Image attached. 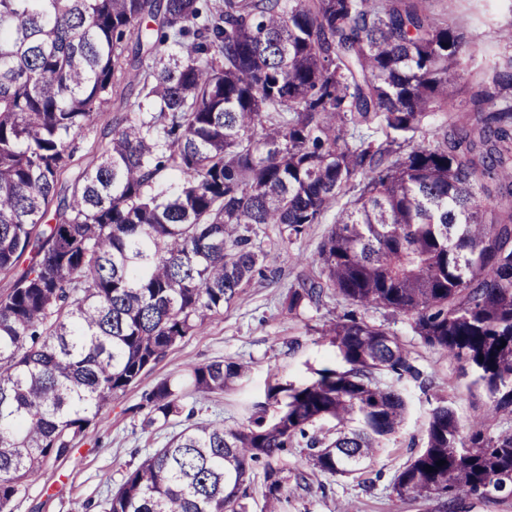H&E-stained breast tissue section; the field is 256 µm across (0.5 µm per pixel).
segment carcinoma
<instances>
[{"label":"carcinoma","mask_w":512,"mask_h":512,"mask_svg":"<svg viewBox=\"0 0 512 512\" xmlns=\"http://www.w3.org/2000/svg\"><path fill=\"white\" fill-rule=\"evenodd\" d=\"M468 52L425 0H0V512L255 275L278 277L255 246L268 225L288 245L333 209L288 311L336 296L406 318L488 399L463 424L437 396L392 494L503 496L512 430L490 422L512 416V56L467 88ZM109 105L121 116L82 146ZM320 336L339 366L268 384L237 428L187 424L106 512H249L257 464L274 479L261 512H281L290 448L298 482L364 473L408 416L398 382L420 373L353 310ZM245 371L199 364L188 385L219 393ZM139 409L166 423L181 388L161 381Z\"/></svg>","instance_id":"obj_1"}]
</instances>
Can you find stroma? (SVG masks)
I'll return each instance as SVG.
<instances>
[{
	"label": "stroma",
	"instance_id": "35a3bbf8",
	"mask_svg": "<svg viewBox=\"0 0 512 512\" xmlns=\"http://www.w3.org/2000/svg\"><path fill=\"white\" fill-rule=\"evenodd\" d=\"M434 19H449L462 27L471 50L462 61L463 81L474 83L490 74L496 63L512 55V0H429ZM330 222L312 225L300 241L282 245L275 228H267L256 244L277 268L276 281L255 280L241 290L223 314L207 320L203 329L175 344L120 398L111 400L78 438L64 458L49 462L28 483L14 503V512H104L108 498L124 473L149 453L162 447L181 428L180 418L147 425L138 406L158 382L183 380L198 364L233 360L247 364L248 372L224 393L202 399L187 395L184 405L199 407V420H217L225 426L246 423L255 403L264 401L268 382L297 383L315 370L337 363L334 347L322 342V325L343 315L347 305L328 300L320 310L289 313L285 299L302 270L295 256L315 254L328 234ZM365 320L387 324L406 345L421 381L404 380L410 402L406 426L375 457L363 477L316 474L308 487L294 490L283 512H512V498L488 502L474 497L440 510L437 501L401 502L391 494L398 471L422 446L432 394L447 398L460 421L483 413L486 398L471 389L472 375L424 346L406 319H392L368 311Z\"/></svg>",
	"mask_w": 512,
	"mask_h": 512
}]
</instances>
